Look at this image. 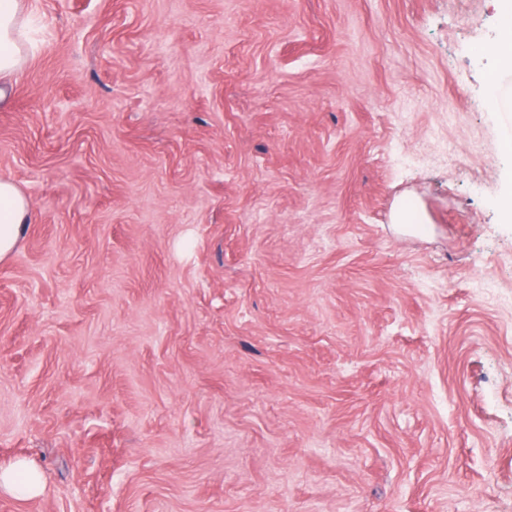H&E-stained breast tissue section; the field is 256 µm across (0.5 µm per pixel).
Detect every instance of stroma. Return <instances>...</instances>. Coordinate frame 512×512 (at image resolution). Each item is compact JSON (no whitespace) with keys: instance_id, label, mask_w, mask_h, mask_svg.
<instances>
[{"instance_id":"35a3bbf8","label":"stroma","mask_w":512,"mask_h":512,"mask_svg":"<svg viewBox=\"0 0 512 512\" xmlns=\"http://www.w3.org/2000/svg\"><path fill=\"white\" fill-rule=\"evenodd\" d=\"M496 27L494 0H29L0 465L43 489L0 512H512Z\"/></svg>"}]
</instances>
